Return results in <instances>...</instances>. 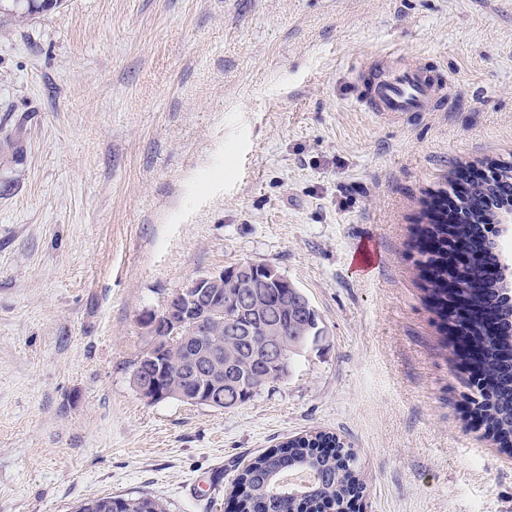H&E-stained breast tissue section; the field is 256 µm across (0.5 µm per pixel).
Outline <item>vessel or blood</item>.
<instances>
[{
  "mask_svg": "<svg viewBox=\"0 0 512 512\" xmlns=\"http://www.w3.org/2000/svg\"><path fill=\"white\" fill-rule=\"evenodd\" d=\"M444 89L441 79L426 69L406 66L378 78L361 103L384 119L408 112L429 111Z\"/></svg>",
  "mask_w": 512,
  "mask_h": 512,
  "instance_id": "1",
  "label": "vessel or blood"
}]
</instances>
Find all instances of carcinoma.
Returning a JSON list of instances; mask_svg holds the SVG:
<instances>
[{
  "label": "carcinoma",
  "instance_id": "1",
  "mask_svg": "<svg viewBox=\"0 0 512 512\" xmlns=\"http://www.w3.org/2000/svg\"><path fill=\"white\" fill-rule=\"evenodd\" d=\"M61 0H12L11 10L19 19L28 18L57 7ZM453 195L458 201V219L448 221L441 208L444 197L435 198L429 206L428 222L418 225L419 240L416 265L424 276L426 297L443 323H451L452 303L465 295L476 306L496 311V329L486 328L472 320L459 326L480 350L474 365L495 378V385L478 391V405L487 426L501 450L512 454V289L506 288L503 275L487 276L485 266L498 261L491 235L499 217L512 211V163H490L489 175L476 180L455 177ZM484 231V255L476 257L467 268L448 265V250L466 248L475 234ZM261 295L254 304L252 317L239 319L242 335L251 337L252 348L245 352L237 336L225 331V319L211 320L205 325L210 348L225 361L235 364L237 383L218 390L219 401L213 408L234 409L248 402L246 394L265 380L267 368L263 355L283 351L288 362L300 355L289 336L302 331L317 341L320 335L318 315L310 302L295 311L288 310L286 300L294 294L282 288L264 273L226 281L218 289L219 303L226 306L230 296L242 298L252 293ZM364 490L359 461L353 449L336 435L313 431L286 442V446L266 452L241 470L234 481L233 496L241 512H309V508L329 507L344 512L349 499ZM114 512H167V505L149 494L112 497Z\"/></svg>",
  "mask_w": 512,
  "mask_h": 512
}]
</instances>
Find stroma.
<instances>
[{"label": "stroma", "mask_w": 512, "mask_h": 512, "mask_svg": "<svg viewBox=\"0 0 512 512\" xmlns=\"http://www.w3.org/2000/svg\"><path fill=\"white\" fill-rule=\"evenodd\" d=\"M413 65L447 77L431 111L361 105L362 73ZM495 158L512 0L0 12V512H228L244 466L314 430L359 457L353 512H512V455L469 418L415 266L428 202ZM246 261L301 288L323 339L241 407L143 399L144 315ZM112 512H166L167 505L149 494L112 496ZM116 509V510H114Z\"/></svg>", "instance_id": "stroma-1"}]
</instances>
